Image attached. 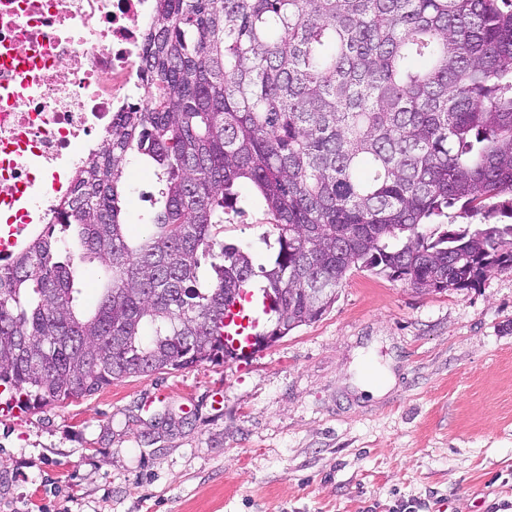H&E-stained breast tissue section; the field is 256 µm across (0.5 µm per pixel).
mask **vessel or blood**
Listing matches in <instances>:
<instances>
[{"label": "vessel or blood", "instance_id": "obj_1", "mask_svg": "<svg viewBox=\"0 0 512 512\" xmlns=\"http://www.w3.org/2000/svg\"><path fill=\"white\" fill-rule=\"evenodd\" d=\"M271 312L268 298L247 291L241 301L231 305L224 316V340L236 353L249 356Z\"/></svg>", "mask_w": 512, "mask_h": 512}]
</instances>
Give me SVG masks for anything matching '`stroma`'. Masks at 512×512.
<instances>
[{"mask_svg": "<svg viewBox=\"0 0 512 512\" xmlns=\"http://www.w3.org/2000/svg\"><path fill=\"white\" fill-rule=\"evenodd\" d=\"M156 180L134 163V232ZM225 242L266 254L242 187ZM0 512H512V268L421 295L350 270L248 359L0 410Z\"/></svg>", "mask_w": 512, "mask_h": 512, "instance_id": "1", "label": "stroma"}]
</instances>
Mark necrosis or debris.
<instances>
[{"label": "necrosis or debris", "mask_w": 512, "mask_h": 512, "mask_svg": "<svg viewBox=\"0 0 512 512\" xmlns=\"http://www.w3.org/2000/svg\"><path fill=\"white\" fill-rule=\"evenodd\" d=\"M148 0H0V225L51 223L139 75Z\"/></svg>", "instance_id": "1"}]
</instances>
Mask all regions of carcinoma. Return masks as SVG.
I'll list each match as a JSON object with an SVG mask.
<instances>
[{
    "label": "carcinoma",
    "mask_w": 512,
    "mask_h": 512,
    "mask_svg": "<svg viewBox=\"0 0 512 512\" xmlns=\"http://www.w3.org/2000/svg\"><path fill=\"white\" fill-rule=\"evenodd\" d=\"M143 41L146 102L112 114L52 223L0 264V386L19 409L237 359L224 310L257 275L286 336L319 318L306 290L329 306L353 268L422 294L512 268V0H154ZM142 157L157 197L133 236ZM242 183L276 232L258 267L219 239ZM457 205L470 222L425 229ZM157 194L156 180L149 162L142 159L129 170L124 208L127 220L135 233L143 231L141 218L152 209V201ZM100 279L101 270L97 263L84 264L81 268V288L82 294L80 300L83 304L95 305L100 297Z\"/></svg>",
    "instance_id": "carcinoma-1"
}]
</instances>
